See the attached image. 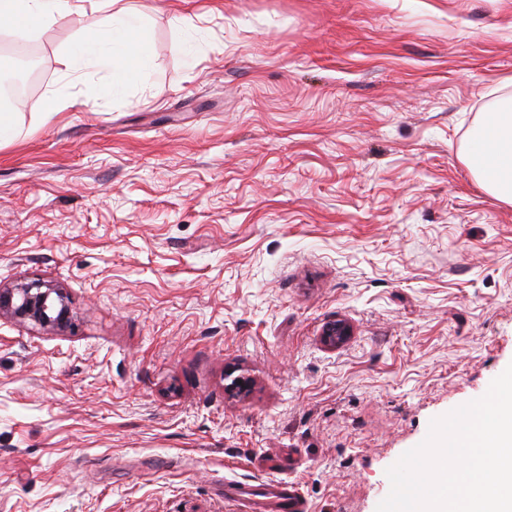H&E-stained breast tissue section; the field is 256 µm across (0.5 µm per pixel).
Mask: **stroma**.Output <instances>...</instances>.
Returning a JSON list of instances; mask_svg holds the SVG:
<instances>
[{"label":"stroma","mask_w":512,"mask_h":512,"mask_svg":"<svg viewBox=\"0 0 512 512\" xmlns=\"http://www.w3.org/2000/svg\"><path fill=\"white\" fill-rule=\"evenodd\" d=\"M124 4L153 64L119 96L63 78L79 13L0 31V76L23 43L37 69L0 143V286L75 315L0 316V512H237L228 479L376 512L512 364V205L465 162L512 98V0ZM43 329L63 330L72 324V310L63 288L40 279L0 289V314Z\"/></svg>","instance_id":"35a3bbf8"}]
</instances>
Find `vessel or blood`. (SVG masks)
Returning a JSON list of instances; mask_svg holds the SVG:
<instances>
[{"instance_id":"b4317fda","label":"vessel or blood","mask_w":512,"mask_h":512,"mask_svg":"<svg viewBox=\"0 0 512 512\" xmlns=\"http://www.w3.org/2000/svg\"><path fill=\"white\" fill-rule=\"evenodd\" d=\"M224 498L234 503L238 512H305L297 489L281 480L256 485L235 480L225 484Z\"/></svg>"}]
</instances>
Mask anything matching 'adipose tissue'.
I'll use <instances>...</instances> for the list:
<instances>
[{
	"label": "adipose tissue",
	"instance_id": "ef3b65f1",
	"mask_svg": "<svg viewBox=\"0 0 512 512\" xmlns=\"http://www.w3.org/2000/svg\"><path fill=\"white\" fill-rule=\"evenodd\" d=\"M83 0H0V29L28 36L66 12L81 11ZM85 14L84 32L65 50L69 81L88 69L108 70L109 86L121 92L130 81L147 82L152 48L141 33V20L121 0H95ZM481 154L486 166L475 167L480 184L501 201L512 203V106L486 113L473 131L467 157Z\"/></svg>",
	"mask_w": 512,
	"mask_h": 512
}]
</instances>
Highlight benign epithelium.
Wrapping results in <instances>:
<instances>
[{
	"mask_svg": "<svg viewBox=\"0 0 512 512\" xmlns=\"http://www.w3.org/2000/svg\"><path fill=\"white\" fill-rule=\"evenodd\" d=\"M6 313L20 322H29L43 329L63 330L72 324V310L64 289L52 281L40 279L0 289V314ZM350 335V326L343 322L328 325L325 340L339 343Z\"/></svg>",
	"mask_w": 512,
	"mask_h": 512,
	"instance_id": "benign-epithelium-1",
	"label": "benign epithelium"
}]
</instances>
